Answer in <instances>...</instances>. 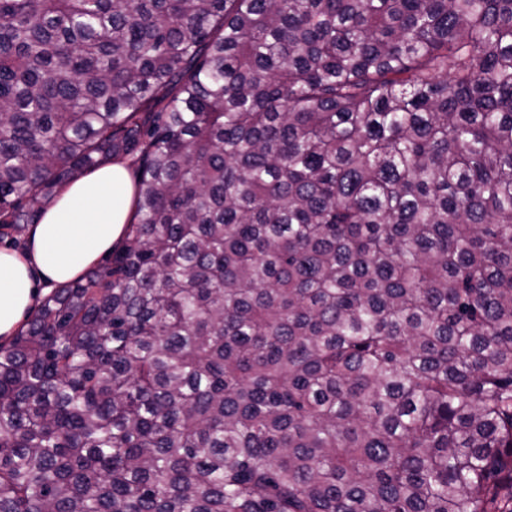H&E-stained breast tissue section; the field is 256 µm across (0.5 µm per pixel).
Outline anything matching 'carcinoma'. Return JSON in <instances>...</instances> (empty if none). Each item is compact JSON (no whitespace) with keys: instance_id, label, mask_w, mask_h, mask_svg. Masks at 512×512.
Here are the masks:
<instances>
[{"instance_id":"1","label":"carcinoma","mask_w":512,"mask_h":512,"mask_svg":"<svg viewBox=\"0 0 512 512\" xmlns=\"http://www.w3.org/2000/svg\"><path fill=\"white\" fill-rule=\"evenodd\" d=\"M124 159L0 512H512V0H0V239Z\"/></svg>"}]
</instances>
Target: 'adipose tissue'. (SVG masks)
<instances>
[{
	"instance_id": "ef3b65f1",
	"label": "adipose tissue",
	"mask_w": 512,
	"mask_h": 512,
	"mask_svg": "<svg viewBox=\"0 0 512 512\" xmlns=\"http://www.w3.org/2000/svg\"><path fill=\"white\" fill-rule=\"evenodd\" d=\"M134 186L124 164L105 165L66 186L30 231L25 253L0 251V336L13 335L37 294L78 279L111 250L132 218Z\"/></svg>"
}]
</instances>
